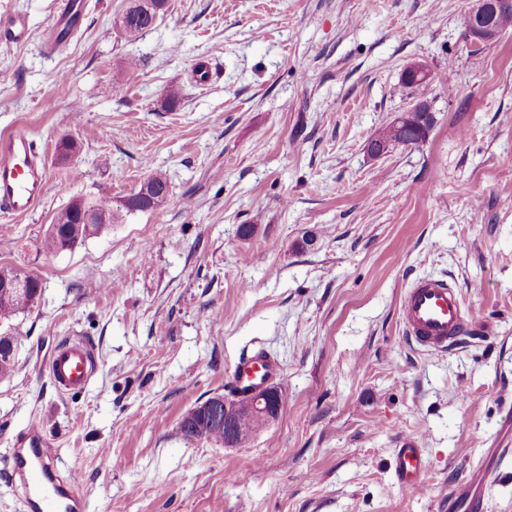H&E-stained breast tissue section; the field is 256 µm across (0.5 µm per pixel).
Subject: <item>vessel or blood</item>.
Wrapping results in <instances>:
<instances>
[{"instance_id": "b4317fda", "label": "vessel or blood", "mask_w": 512, "mask_h": 512, "mask_svg": "<svg viewBox=\"0 0 512 512\" xmlns=\"http://www.w3.org/2000/svg\"><path fill=\"white\" fill-rule=\"evenodd\" d=\"M81 17V0H61L51 29L50 49L63 47L61 32L76 28ZM45 159V150L27 133L17 132L0 141V219L29 214L39 205L46 188ZM399 314L408 341L425 352L447 353L470 332L458 291L442 277L413 278L401 295ZM95 366L90 346L74 338L57 344L48 371L58 391L71 393L89 384ZM278 376L275 360L264 352L251 351L239 356L229 384L242 397ZM501 455V449H492L473 465L467 479L449 490L448 512H484L487 490L499 478ZM4 459L12 482L22 491V512H88L73 475L62 472L56 450L38 427L15 437ZM393 470L401 484L420 482L426 460L417 439L399 441Z\"/></svg>"}]
</instances>
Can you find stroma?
<instances>
[{
	"instance_id": "obj_1",
	"label": "stroma",
	"mask_w": 512,
	"mask_h": 512,
	"mask_svg": "<svg viewBox=\"0 0 512 512\" xmlns=\"http://www.w3.org/2000/svg\"><path fill=\"white\" fill-rule=\"evenodd\" d=\"M55 2L0 0V20L31 32L0 43V137L48 148L41 204L0 223V269L42 282L13 322L0 451L39 426L90 512H448L449 488L512 434V29L472 44L470 0H168L131 41L116 24L128 0H84L50 54ZM414 61L433 127L370 157L413 103ZM155 171L160 207L39 251L71 201L120 200ZM424 275L475 319L443 355L399 318ZM75 337L98 368L62 394L47 359ZM246 349L279 362L280 417L242 447L183 438ZM406 436L427 462L416 488L392 472ZM402 76L405 78H414L416 80H423L422 82L416 83L414 85H409L405 81L403 82L404 85L408 88H412V92H415L417 96L416 99H422L425 101H428L427 99H424L422 95H425L424 90L431 82V77H429L428 81H425L428 79L429 72L427 67L420 61H415L408 66H406L403 70Z\"/></svg>"
}]
</instances>
